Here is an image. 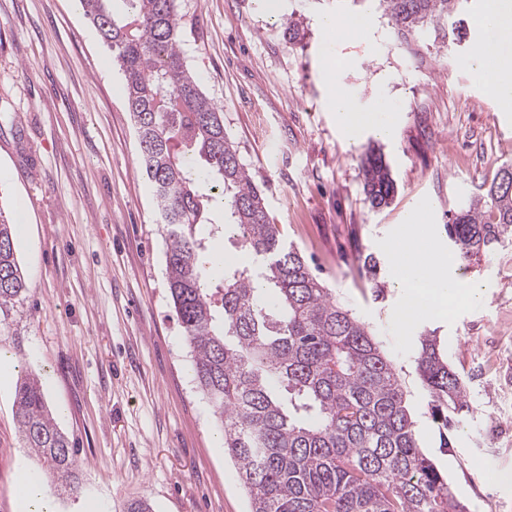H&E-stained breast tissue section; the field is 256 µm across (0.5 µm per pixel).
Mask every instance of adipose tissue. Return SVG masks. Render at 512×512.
Here are the masks:
<instances>
[{"label":"adipose tissue","instance_id":"obj_1","mask_svg":"<svg viewBox=\"0 0 512 512\" xmlns=\"http://www.w3.org/2000/svg\"><path fill=\"white\" fill-rule=\"evenodd\" d=\"M478 26L493 32V39L477 46L467 64L485 76L490 91L504 104L512 105V0H484L476 19ZM331 103L341 117L347 132L354 133L370 126L381 136H392L395 127L385 118L357 111L343 90H336ZM423 259L406 264L402 252L394 254L395 279L403 288L406 305L400 314L409 323L414 313L443 314L455 308L463 298L480 299L478 286L461 281L455 265L442 250L424 243Z\"/></svg>","mask_w":512,"mask_h":512}]
</instances>
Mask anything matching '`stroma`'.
<instances>
[{
  "instance_id": "35a3bbf8",
  "label": "stroma",
  "mask_w": 512,
  "mask_h": 512,
  "mask_svg": "<svg viewBox=\"0 0 512 512\" xmlns=\"http://www.w3.org/2000/svg\"><path fill=\"white\" fill-rule=\"evenodd\" d=\"M182 48L202 91L260 186L267 217L314 273L373 330L407 392L419 445L471 512H512V244L458 276L483 297L445 318L400 326L397 245L419 242L406 215L421 209L447 247L451 210L512 166V107L478 82L473 40L443 63L428 37L402 40L368 0H178ZM369 14L372 32L329 42L321 19ZM343 67L329 82L322 61ZM339 85L361 110L386 101L392 138H348L331 104ZM379 142L397 192L370 207L361 155ZM0 211L25 224L17 257L29 292L0 348L43 373L59 428L78 448L76 500L55 512H248L246 494L197 391L171 307L166 249L122 77L74 0H0ZM376 256L375 294L363 267ZM435 332L463 376L471 410L440 447L414 367L419 336ZM13 388H0V512H20L16 482L37 464L17 433ZM483 458L487 469L474 474Z\"/></svg>"
}]
</instances>
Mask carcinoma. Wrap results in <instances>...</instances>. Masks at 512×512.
<instances>
[{"instance_id":"carcinoma-1","label":"carcinoma","mask_w":512,"mask_h":512,"mask_svg":"<svg viewBox=\"0 0 512 512\" xmlns=\"http://www.w3.org/2000/svg\"><path fill=\"white\" fill-rule=\"evenodd\" d=\"M80 0L125 80L127 106L164 234L167 287L250 512H467L448 476L419 450L398 373L370 328L336 300L267 221L264 198L182 51L177 0ZM468 0H379L399 37L427 35L437 49L465 39ZM373 209L397 186L381 153L362 159ZM224 223L210 218L214 191ZM210 226L208 237L198 226ZM229 229L258 261L249 269L216 251L214 279L199 255ZM465 265L512 239V167L445 225ZM16 225L0 214V326L28 293L16 256ZM414 361L426 386L440 447L448 418L470 411L464 378L433 336ZM14 416L24 447L57 495L77 490L76 449L57 427L35 371L19 378Z\"/></svg>"}]
</instances>
